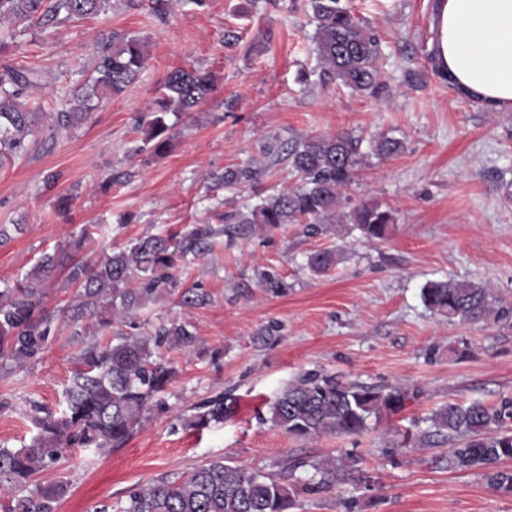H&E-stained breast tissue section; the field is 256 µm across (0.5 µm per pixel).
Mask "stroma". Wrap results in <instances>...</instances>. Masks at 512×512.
<instances>
[{
	"label": "stroma",
	"instance_id": "stroma-1",
	"mask_svg": "<svg viewBox=\"0 0 512 512\" xmlns=\"http://www.w3.org/2000/svg\"><path fill=\"white\" fill-rule=\"evenodd\" d=\"M380 41L378 96L322 82L304 0H209L196 9L175 0L156 17L149 0L18 35L0 65L38 71L28 103L48 114L85 83L90 52L102 35L146 37L149 56L137 81L99 104L56 138L0 166V289L45 253L63 247L84 225L104 229L89 257L159 231H180L217 214L255 204L289 185L288 163L269 162L255 186L217 189L213 175L260 156L268 136L351 131L403 139L404 151L362 171L350 196L394 211L385 239L358 231L310 236L288 224L253 237L219 238L213 251L178 267L179 287L208 293L205 305L175 298L141 313L144 328L184 323L197 352L167 351L176 374L164 411H150L122 447L101 455L77 448L40 472L34 486L63 483L57 512H123L130 494L158 478L175 479L199 464L230 458L278 474L287 462L298 488L294 512H512V494L491 489L475 472L448 467L446 447L417 438L428 416L450 401L512 399V328L449 322L427 309L432 280L488 283L512 304V111L488 112L456 93L429 62L432 0H346ZM240 42L226 47L224 34ZM178 67L212 71L216 89L201 109L168 116L172 145L163 156H134L143 136L137 116ZM69 196L67 211L56 198ZM345 248L325 275H311L312 252ZM267 271L286 288L258 284ZM58 334L37 361L0 368V446L17 449L34 433L31 402L61 408L78 368L84 323L57 320ZM271 339L260 340L261 331ZM305 372L343 381L400 387L412 398L399 414L369 421L359 435L296 439L271 420L276 393ZM230 406L223 422L197 432L185 424L193 407L217 394ZM357 458L359 481L321 485L312 467L326 455Z\"/></svg>",
	"mask_w": 512,
	"mask_h": 512
}]
</instances>
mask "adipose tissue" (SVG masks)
Listing matches in <instances>:
<instances>
[{"label":"adipose tissue","instance_id":"ef3b65f1","mask_svg":"<svg viewBox=\"0 0 512 512\" xmlns=\"http://www.w3.org/2000/svg\"><path fill=\"white\" fill-rule=\"evenodd\" d=\"M430 50L451 85L487 110H512V0H440Z\"/></svg>","mask_w":512,"mask_h":512}]
</instances>
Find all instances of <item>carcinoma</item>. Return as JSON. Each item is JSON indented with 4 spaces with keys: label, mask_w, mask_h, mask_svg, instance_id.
Masks as SVG:
<instances>
[{
    "label": "carcinoma",
    "mask_w": 512,
    "mask_h": 512,
    "mask_svg": "<svg viewBox=\"0 0 512 512\" xmlns=\"http://www.w3.org/2000/svg\"><path fill=\"white\" fill-rule=\"evenodd\" d=\"M0 0V30L8 27L9 39L19 27H58L74 19L97 16L111 0ZM315 25L312 41L321 75L340 81L354 92L374 95L379 89L376 61L379 42L375 34L343 0H309ZM96 76L72 97L69 111L57 113V124L88 114L110 96L122 93L138 78L147 60L146 44L134 32H117L92 47ZM38 85V72L16 64L0 68V165L26 154L39 125L42 106L29 108L22 97ZM163 94L138 119L144 137L131 153L160 156L170 144V112H191L215 90V77L206 70L179 67L171 70ZM404 142L381 135L364 141L349 131L311 134L283 145L276 139L261 147L263 156H288L294 183L259 199L247 211L218 215L224 226L191 224L181 233L148 234L133 239L89 262L76 259L93 235L102 231L85 225L68 248L42 255L11 288L0 290V366L22 365L39 359L56 331L57 311L46 307L44 285L58 269L67 271V282L78 288L76 303L66 309L74 322L85 321L97 329L128 325L134 332L117 330L107 343L82 347V368L65 389V407L59 411L36 409L30 422L36 429L29 444L10 450L0 448V498L9 500L7 512H56L62 485L26 488L35 476L66 457L75 448L106 452L124 445L144 414L164 404L163 393L174 370L163 360L161 349L175 346L189 353L198 338L181 323L161 324L138 331L141 310L165 295L177 304L197 307L208 294L199 288H177L174 270L203 256L213 238L246 240L259 228L303 224L311 235L324 234L331 224H349L367 241L381 240L392 224L393 212L362 201L348 205L349 188L371 158H393ZM267 169L256 161L227 167L213 176L216 184L236 189L259 183ZM340 253L316 251L306 265L313 274L336 266ZM424 304L448 321L493 322L512 325V305L495 296L487 284L431 281L421 289ZM410 399L400 388L345 382L333 376L306 373L285 386L273 400L271 421L288 435L314 439L321 435H355L367 429L370 418L396 415ZM228 405L218 395L197 406L188 425L202 430L224 421ZM428 439L448 440V468L479 472L494 490L512 493V399L495 404L472 401L448 403L429 417ZM357 460L329 457L311 464L334 482L354 478ZM296 487L275 474L250 469L224 459L207 461L186 475L161 477L134 491L124 512H291L296 507Z\"/></svg>",
    "instance_id": "1"
}]
</instances>
